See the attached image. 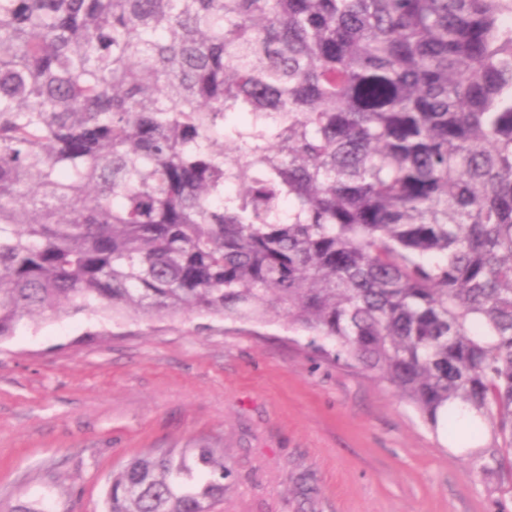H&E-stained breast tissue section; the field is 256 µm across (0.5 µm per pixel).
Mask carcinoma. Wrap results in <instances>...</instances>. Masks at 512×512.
Listing matches in <instances>:
<instances>
[{
    "label": "carcinoma",
    "instance_id": "cac0c4a2",
    "mask_svg": "<svg viewBox=\"0 0 512 512\" xmlns=\"http://www.w3.org/2000/svg\"><path fill=\"white\" fill-rule=\"evenodd\" d=\"M507 13L0 0V341L49 312L283 317L512 472ZM228 476L153 448L104 512H215Z\"/></svg>",
    "mask_w": 512,
    "mask_h": 512
}]
</instances>
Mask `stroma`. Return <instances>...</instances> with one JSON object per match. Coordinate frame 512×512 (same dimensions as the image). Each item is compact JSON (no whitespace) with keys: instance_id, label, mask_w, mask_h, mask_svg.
Returning <instances> with one entry per match:
<instances>
[{"instance_id":"obj_1","label":"stroma","mask_w":512,"mask_h":512,"mask_svg":"<svg viewBox=\"0 0 512 512\" xmlns=\"http://www.w3.org/2000/svg\"><path fill=\"white\" fill-rule=\"evenodd\" d=\"M284 321L69 313L0 342V512H102L151 448H220L216 512H512L393 388Z\"/></svg>"}]
</instances>
